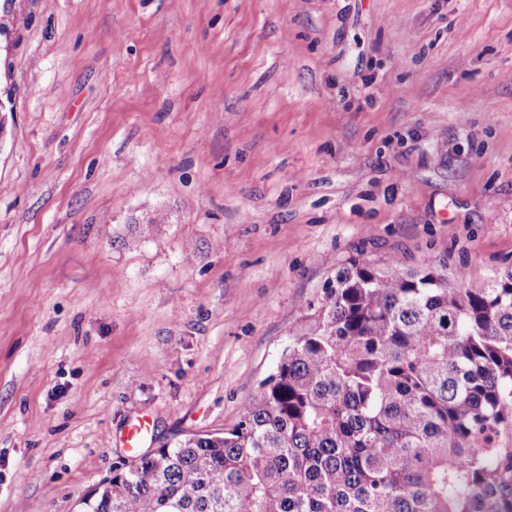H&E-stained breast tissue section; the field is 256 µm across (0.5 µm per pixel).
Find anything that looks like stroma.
Masks as SVG:
<instances>
[{
  "label": "stroma",
  "instance_id": "35a3bbf8",
  "mask_svg": "<svg viewBox=\"0 0 512 512\" xmlns=\"http://www.w3.org/2000/svg\"><path fill=\"white\" fill-rule=\"evenodd\" d=\"M7 26L0 512H78L136 418L146 450L237 423L338 264L512 268V0H13Z\"/></svg>",
  "mask_w": 512,
  "mask_h": 512
}]
</instances>
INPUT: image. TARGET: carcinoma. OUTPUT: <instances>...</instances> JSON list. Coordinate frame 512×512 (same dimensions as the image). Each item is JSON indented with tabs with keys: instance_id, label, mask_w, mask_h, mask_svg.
I'll return each instance as SVG.
<instances>
[{
	"instance_id": "cac0c4a2",
	"label": "carcinoma",
	"mask_w": 512,
	"mask_h": 512,
	"mask_svg": "<svg viewBox=\"0 0 512 512\" xmlns=\"http://www.w3.org/2000/svg\"><path fill=\"white\" fill-rule=\"evenodd\" d=\"M224 431L116 467L86 512H512V270L352 258Z\"/></svg>"
}]
</instances>
